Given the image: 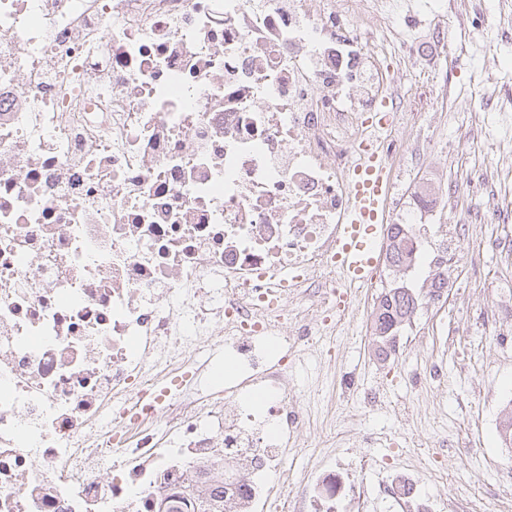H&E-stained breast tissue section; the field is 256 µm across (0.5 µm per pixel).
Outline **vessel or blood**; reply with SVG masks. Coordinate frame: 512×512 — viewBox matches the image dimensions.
Returning <instances> with one entry per match:
<instances>
[{"mask_svg":"<svg viewBox=\"0 0 512 512\" xmlns=\"http://www.w3.org/2000/svg\"><path fill=\"white\" fill-rule=\"evenodd\" d=\"M389 180L377 153L357 167L351 186L348 222L337 239L336 264L347 287L367 285L379 260V244L387 233Z\"/></svg>","mask_w":512,"mask_h":512,"instance_id":"b4317fda","label":"vessel or blood"}]
</instances>
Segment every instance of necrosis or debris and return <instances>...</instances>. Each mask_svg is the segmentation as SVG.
<instances>
[{"label":"necrosis or debris","mask_w":512,"mask_h":512,"mask_svg":"<svg viewBox=\"0 0 512 512\" xmlns=\"http://www.w3.org/2000/svg\"><path fill=\"white\" fill-rule=\"evenodd\" d=\"M0 0V512H243L376 498L335 455L301 489L289 336L320 357L360 312L336 268L360 113H415L369 56L390 0ZM440 183L389 215L410 279Z\"/></svg>","instance_id":"4bbe7bcc"}]
</instances>
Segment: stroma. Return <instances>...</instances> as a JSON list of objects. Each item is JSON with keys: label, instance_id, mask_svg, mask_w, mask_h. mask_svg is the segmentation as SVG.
Here are the masks:
<instances>
[{"label": "stroma", "instance_id": "1", "mask_svg": "<svg viewBox=\"0 0 512 512\" xmlns=\"http://www.w3.org/2000/svg\"><path fill=\"white\" fill-rule=\"evenodd\" d=\"M416 1L422 10L411 50L388 48L386 60L406 63L397 88L418 113L423 174L471 187L459 209L437 211L436 223L465 220L472 231L459 241L460 258L448 268L454 289L440 302L419 291L418 330L401 328L386 360L374 353L370 327L377 288L359 289L362 315L337 336L335 361L297 359L290 376L311 433L308 447L289 449L287 468L292 485L303 484L306 468L344 429L333 403L381 388L384 405L360 412L350 446L338 454L347 464L357 460L365 438L379 433L398 445L375 449L377 466L359 471L358 479L374 485L412 475L435 512H445L451 502L466 504L469 512H512V448L499 435L512 398V250L491 246L512 235V223L489 213L484 181L489 170H498L502 201L512 206V26L483 42L472 0H458L457 10L448 13L440 0H396L397 19ZM438 30L457 51L437 52L429 62L424 49ZM443 83L447 104L431 105L426 92ZM434 361L444 382L415 389L413 372ZM443 435L448 445L437 447Z\"/></svg>", "mask_w": 512, "mask_h": 512}]
</instances>
